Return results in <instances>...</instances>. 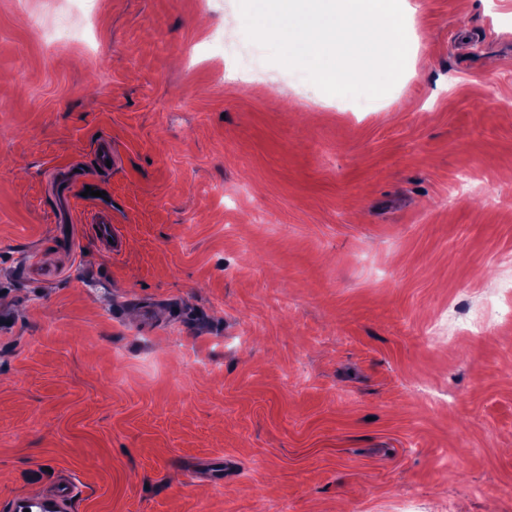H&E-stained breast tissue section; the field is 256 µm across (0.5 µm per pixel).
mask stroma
<instances>
[{
	"label": "stroma",
	"instance_id": "35a3bbf8",
	"mask_svg": "<svg viewBox=\"0 0 512 512\" xmlns=\"http://www.w3.org/2000/svg\"><path fill=\"white\" fill-rule=\"evenodd\" d=\"M417 2L357 101L238 0H0V512L63 474L74 512H512V324L428 338L512 280V204L459 190L512 195V0ZM95 167L100 171H110L119 164V157L112 149V140L108 137L99 138L93 149ZM106 160L111 161V168L106 165ZM86 228L90 231L103 249L111 254H118L124 246L121 232L112 225V208L100 206L93 210L85 219ZM112 239V242H109Z\"/></svg>",
	"mask_w": 512,
	"mask_h": 512
}]
</instances>
